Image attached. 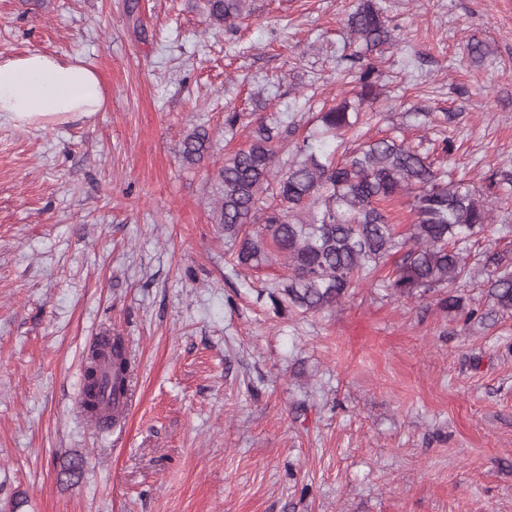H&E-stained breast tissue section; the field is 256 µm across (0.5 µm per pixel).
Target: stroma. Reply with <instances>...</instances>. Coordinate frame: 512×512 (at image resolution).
Wrapping results in <instances>:
<instances>
[{
    "mask_svg": "<svg viewBox=\"0 0 512 512\" xmlns=\"http://www.w3.org/2000/svg\"><path fill=\"white\" fill-rule=\"evenodd\" d=\"M376 2L396 40L369 56L380 96L362 135L448 137L454 177L512 175V0ZM354 3L247 0L215 28L204 0H0V55L80 59L105 96L89 119L0 125V503L512 512V318L371 285L278 316L212 220L217 170L249 143L225 113L283 120L293 146L353 97ZM197 126L210 157L189 165L179 142ZM492 206L479 248L512 249V186ZM113 334L136 398L102 432L77 401L89 346Z\"/></svg>",
    "mask_w": 512,
    "mask_h": 512,
    "instance_id": "35a3bbf8",
    "label": "stroma"
}]
</instances>
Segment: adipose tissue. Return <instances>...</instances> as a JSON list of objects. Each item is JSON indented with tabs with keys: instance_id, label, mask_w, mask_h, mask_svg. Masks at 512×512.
<instances>
[{
	"instance_id": "1",
	"label": "adipose tissue",
	"mask_w": 512,
	"mask_h": 512,
	"mask_svg": "<svg viewBox=\"0 0 512 512\" xmlns=\"http://www.w3.org/2000/svg\"><path fill=\"white\" fill-rule=\"evenodd\" d=\"M104 102L97 73L77 60L40 51L0 59V123L63 124Z\"/></svg>"
}]
</instances>
